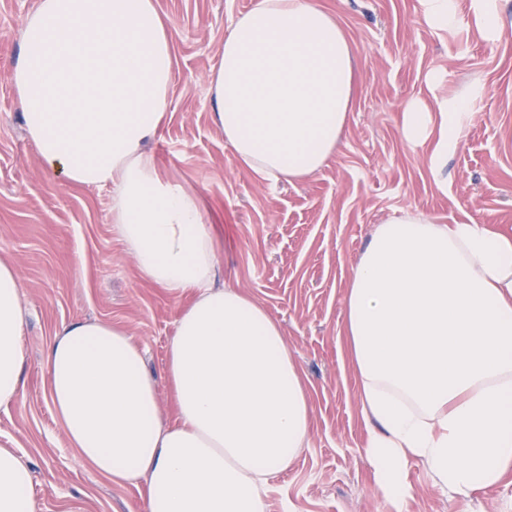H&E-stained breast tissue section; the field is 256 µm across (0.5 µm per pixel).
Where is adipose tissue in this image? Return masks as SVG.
<instances>
[{"mask_svg": "<svg viewBox=\"0 0 512 512\" xmlns=\"http://www.w3.org/2000/svg\"><path fill=\"white\" fill-rule=\"evenodd\" d=\"M429 30L504 37L501 0H416ZM350 41L316 0H254L230 25L210 79L213 117L238 163L275 184L308 178L334 154L355 94ZM174 78L169 20L157 0H38L22 27L13 84L45 168L107 191L112 229L146 282L187 297L165 367L175 406L130 333L98 321L57 331L48 394L68 441L101 475L144 480L146 512H266L276 478L310 435L303 377L257 301L215 284L220 258L198 196L161 178L149 144L167 120ZM402 109V134L448 157L486 87ZM27 316L15 266L0 257V407L19 394ZM342 334L360 381L364 457L391 512L414 498L423 464L445 494L512 477V233L441 224L410 208L373 230L348 283ZM31 472L0 444V512H35Z\"/></svg>", "mask_w": 512, "mask_h": 512, "instance_id": "obj_1", "label": "adipose tissue"}]
</instances>
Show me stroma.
Returning <instances> with one entry per match:
<instances>
[{
  "label": "stroma",
  "mask_w": 512,
  "mask_h": 512,
  "mask_svg": "<svg viewBox=\"0 0 512 512\" xmlns=\"http://www.w3.org/2000/svg\"><path fill=\"white\" fill-rule=\"evenodd\" d=\"M253 0H158L170 21L174 81L166 123L151 144L161 171L200 197L223 262L218 283L254 298L277 320L306 381L309 442L276 480L266 512H390L363 457L359 383L339 339L345 293L375 225L408 206L512 232V0L508 29L488 44L418 23L414 0H319L347 33L356 95L335 154L298 184L258 181L235 160L213 120L209 80L224 34ZM38 0H0V252L13 259L28 316L24 384L0 408V442L30 467L36 512H146L144 481L113 483L69 447L47 396L44 356L56 331L98 320L126 328L145 365L163 376L185 298L145 283L112 232L107 192L76 188L46 169L29 140L11 65ZM444 69L448 88L487 86L472 124L436 185L427 150L400 133L401 110ZM408 512H512V479L448 496L423 465L410 472Z\"/></svg>",
  "instance_id": "obj_1"
}]
</instances>
